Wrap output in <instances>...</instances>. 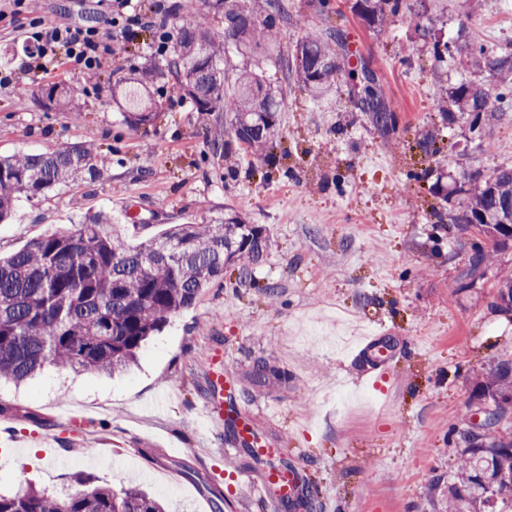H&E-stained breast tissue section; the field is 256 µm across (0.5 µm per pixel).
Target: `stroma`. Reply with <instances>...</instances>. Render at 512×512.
Instances as JSON below:
<instances>
[{"label": "stroma", "mask_w": 512, "mask_h": 512, "mask_svg": "<svg viewBox=\"0 0 512 512\" xmlns=\"http://www.w3.org/2000/svg\"><path fill=\"white\" fill-rule=\"evenodd\" d=\"M386 32L357 17L354 0H331L345 32L344 67L367 64L398 116L380 134L361 111L348 80L320 99L288 81L275 56L229 49L228 79L262 74L285 97L280 133L262 155L244 151L221 112L200 120L169 77L143 85L161 110L150 123L127 122L113 96L148 71L164 68L151 32L116 39L96 87L59 62L43 72L28 52L26 21L0 14V155L40 153L74 142L91 145L98 174L20 199L0 224L8 255L49 231H74L85 214L103 212L129 244L170 225L200 222L236 209L265 227L271 245L239 286L225 271L189 309L140 350L138 363L114 376L49 369L16 386L0 382V430L21 439L0 445V492L28 486L67 493L84 480L119 491L136 486L165 512H214L233 468H256L229 427L207 425L210 356L222 352L235 399L248 404L260 444L304 471L311 512H436L434 475L452 469L466 443L460 418L478 410L476 385L499 360L512 358V312L496 307L498 283L512 273V246L452 228L463 172L489 174L512 164V119L470 116L442 121L446 94L464 82L497 94L512 72L462 68L457 49L473 30L492 49L512 44V0H482L462 15L461 0H403ZM169 31L220 29L223 14L199 0H162ZM281 48L306 29L325 27L311 0H288ZM54 22L107 26L109 0H40ZM431 23L435 39L419 26ZM451 51L435 58L434 41ZM82 89L73 104L48 101L51 84ZM434 134L439 151L421 152ZM486 254L480 268L470 260ZM276 286L269 294L268 286ZM391 332L399 348L386 379L363 377L354 344ZM264 362L276 373L257 385ZM64 465H56V458Z\"/></svg>", "instance_id": "stroma-1"}]
</instances>
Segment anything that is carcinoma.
Wrapping results in <instances>:
<instances>
[{"label":"carcinoma","mask_w":512,"mask_h":512,"mask_svg":"<svg viewBox=\"0 0 512 512\" xmlns=\"http://www.w3.org/2000/svg\"><path fill=\"white\" fill-rule=\"evenodd\" d=\"M206 7L224 11V29L204 33L182 28L166 59L168 75L202 113L225 112L232 117L235 137L245 151L260 152L279 135V112L285 102L252 72L238 75L227 91L221 68L226 46L269 47L278 41L277 21L288 4L266 0L258 13L242 11L240 0H204ZM401 0H355L353 12L371 27H383L396 17ZM341 32L324 36L307 33L282 60L303 88L321 94L333 88L342 68L333 46ZM464 67L489 72L512 71V53L484 47L459 55ZM76 87L50 86L45 97L65 102ZM444 121L454 112L473 116L483 111V88L466 82L448 94ZM491 114L512 112V86L496 96ZM373 125L387 131L396 125L395 112L367 109ZM97 161L84 143L52 152L0 158V223L8 221L15 202L57 186L94 177ZM459 200L455 224L476 225L497 247L512 243V166H501ZM269 238L260 225L249 224L229 208L224 214L196 224H173L161 235L130 246L119 225L105 214L86 219L75 232L53 231L23 249L0 258V379L23 381L45 367L59 371L112 374L133 364L143 344L168 320L192 307L200 294L224 279V269L238 271V284L267 252ZM497 306L512 311V277L500 282ZM490 417L483 434L466 433L468 445L448 471L443 507L452 512L512 510V435H502L500 423L512 414V361L492 367L479 384ZM0 512H164L161 503L137 489L116 492L90 485L71 493L48 494L35 489L12 496L0 494Z\"/></svg>","instance_id":"carcinoma-1"}]
</instances>
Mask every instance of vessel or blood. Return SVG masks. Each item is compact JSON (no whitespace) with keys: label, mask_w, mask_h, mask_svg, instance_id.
I'll return each mask as SVG.
<instances>
[{"label":"vessel or blood","mask_w":512,"mask_h":512,"mask_svg":"<svg viewBox=\"0 0 512 512\" xmlns=\"http://www.w3.org/2000/svg\"><path fill=\"white\" fill-rule=\"evenodd\" d=\"M358 354L370 359L369 374L383 377L390 360L396 353L393 337L381 333L360 337ZM209 397L203 414L213 423L228 422L236 438L241 442L255 443L251 429V412L244 404L224 402V375L213 371L208 376ZM234 492L248 490L262 512H284L285 508L295 507L305 489L304 476L299 468L282 467L265 470H242L233 476Z\"/></svg>","instance_id":"vessel-or-blood-1"}]
</instances>
